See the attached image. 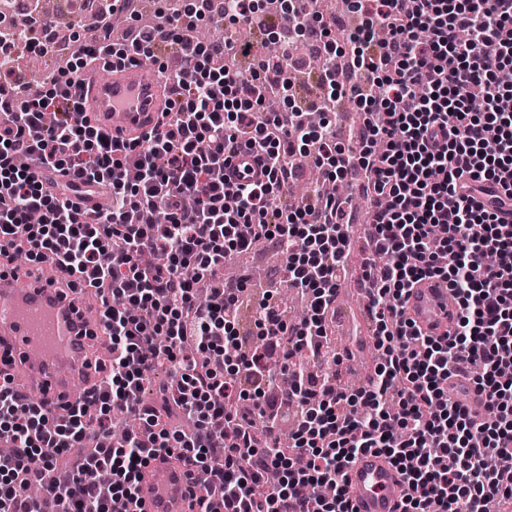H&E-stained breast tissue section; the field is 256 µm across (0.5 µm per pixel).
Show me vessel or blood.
I'll return each mask as SVG.
<instances>
[{
	"label": "vessel or blood",
	"mask_w": 512,
	"mask_h": 512,
	"mask_svg": "<svg viewBox=\"0 0 512 512\" xmlns=\"http://www.w3.org/2000/svg\"><path fill=\"white\" fill-rule=\"evenodd\" d=\"M109 77L85 87V115L98 129L128 139L149 131L169 100L161 74L146 63L114 62ZM233 177H257L249 153L227 160ZM46 282L23 288L12 273H0V355L8 363V380H23L35 399L53 412L75 402V381L86 387L102 376L88 368L105 335L93 315L96 302H71L59 283L68 274L46 269ZM457 302L447 283L434 279L413 288L405 315L427 333H442L457 317ZM354 512H400L406 485L400 473L380 455L365 453L344 468ZM187 467L158 457L150 460L141 482V512H197L190 495Z\"/></svg>",
	"instance_id": "b4317fda"
}]
</instances>
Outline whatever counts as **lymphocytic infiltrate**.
<instances>
[{"instance_id":"1","label":"lymphocytic infiltrate","mask_w":512,"mask_h":512,"mask_svg":"<svg viewBox=\"0 0 512 512\" xmlns=\"http://www.w3.org/2000/svg\"><path fill=\"white\" fill-rule=\"evenodd\" d=\"M305 0L270 13L254 0H195L186 17L156 8V21L124 41L78 47L68 70L30 93L13 66V25L0 27V268L17 252L30 265L63 263V293L92 286L112 345L107 375L66 417L0 383V512H43L25 489L42 483L74 454L53 487L63 512H132L142 471L158 454L204 471L198 512H352L345 464L385 454L410 493L401 512H502L512 478L498 470L512 457V0H348L357 19L345 52ZM218 13L260 36H318L322 102L349 98L366 112L355 148L310 127L302 111L262 112L265 97L289 92L290 63L269 76L225 67L224 45L196 43L186 30ZM178 59L172 99L155 127L124 141L82 117L81 72L102 56ZM250 149L265 180L229 181L227 156ZM307 158L324 180L363 175L372 200L368 240L382 265L362 286L371 299L378 362L351 391L307 366L286 363L287 389L266 397L264 347L328 361L327 315L352 248L349 197L310 194L288 203L293 159ZM109 186L106 211L80 208L85 187ZM151 209V224H131V208ZM275 243L288 279L307 299L305 316L286 321L262 302L258 347H246L231 313L235 292L213 288L198 306L195 288L214 279L228 256ZM439 278L458 303L452 335L428 334L405 318L411 288ZM233 372H225L226 359ZM172 380L163 408L146 406L143 384L160 367ZM461 375L484 414L449 397ZM251 399L252 411L231 406ZM193 419L191 434L163 416ZM136 417L138 431L107 438L112 416ZM293 423V445L279 425ZM332 495L313 502L315 489Z\"/></svg>"}]
</instances>
